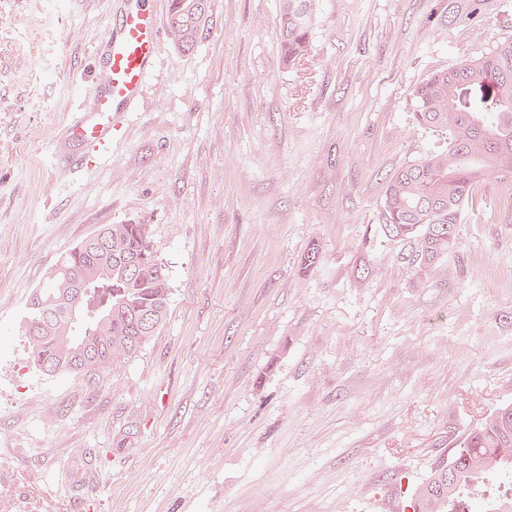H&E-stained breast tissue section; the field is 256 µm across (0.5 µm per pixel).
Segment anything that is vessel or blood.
Wrapping results in <instances>:
<instances>
[{"instance_id": "obj_1", "label": "vessel or blood", "mask_w": 512, "mask_h": 512, "mask_svg": "<svg viewBox=\"0 0 512 512\" xmlns=\"http://www.w3.org/2000/svg\"><path fill=\"white\" fill-rule=\"evenodd\" d=\"M162 34L157 0H121L96 48V65L81 93L77 117L64 131L70 166H89L93 152L111 143L155 70Z\"/></svg>"}]
</instances>
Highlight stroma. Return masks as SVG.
Segmentation results:
<instances>
[{
    "mask_svg": "<svg viewBox=\"0 0 512 512\" xmlns=\"http://www.w3.org/2000/svg\"><path fill=\"white\" fill-rule=\"evenodd\" d=\"M447 4L319 0L288 64L279 0H211L111 148L64 172L107 0H0V512H371L512 404V193L487 180L426 273L382 224L388 176L444 143L414 87L512 37V0L478 34L442 29ZM128 222L167 268L164 324L97 375L41 374L30 292Z\"/></svg>",
    "mask_w": 512,
    "mask_h": 512,
    "instance_id": "obj_1",
    "label": "stroma"
}]
</instances>
